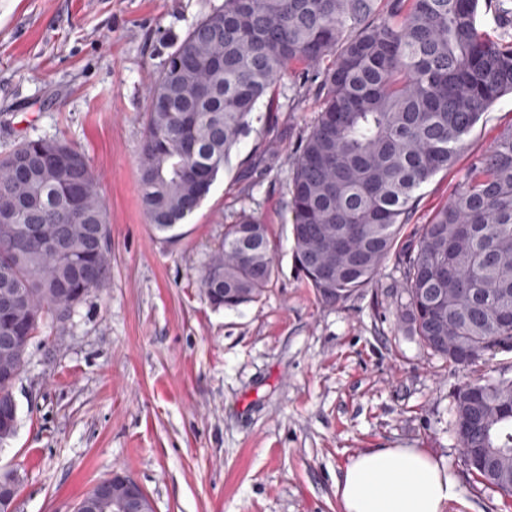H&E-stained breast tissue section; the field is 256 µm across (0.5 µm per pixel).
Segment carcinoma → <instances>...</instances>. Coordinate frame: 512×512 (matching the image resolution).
<instances>
[{
	"mask_svg": "<svg viewBox=\"0 0 512 512\" xmlns=\"http://www.w3.org/2000/svg\"><path fill=\"white\" fill-rule=\"evenodd\" d=\"M508 0H224L161 65L139 158L153 230L175 231L208 195L259 105L293 64L312 71L318 117L292 158L294 257L320 299L337 304L395 256L400 324L462 370L502 350L512 324V128L398 244L416 192L454 165L489 107L512 94ZM494 12L498 38L479 25ZM0 375L33 336L107 279L106 204L85 154L27 139L0 157ZM334 278L326 280L322 269ZM275 274L267 227L241 212L224 225L202 288L215 308L257 299ZM461 457L512 496V376L466 377L454 390Z\"/></svg>",
	"mask_w": 512,
	"mask_h": 512,
	"instance_id": "1",
	"label": "carcinoma"
}]
</instances>
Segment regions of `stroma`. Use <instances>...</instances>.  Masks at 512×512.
Returning <instances> with one entry per match:
<instances>
[{
  "label": "stroma",
  "mask_w": 512,
  "mask_h": 512,
  "mask_svg": "<svg viewBox=\"0 0 512 512\" xmlns=\"http://www.w3.org/2000/svg\"><path fill=\"white\" fill-rule=\"evenodd\" d=\"M224 0H0V156L25 139L78 146L101 178L112 261L99 290L29 346L12 389L14 512H74L118 470L156 512H340L335 481L370 448H423L458 482L459 512H512V497L466 469L449 429L466 374L493 377L512 352L465 372L397 323L403 275L388 259L345 302L322 303L293 256L289 158L320 109L300 67L273 111L231 152L172 238L143 212L139 156L148 92L171 50ZM512 126L496 101L454 166L417 193L414 237ZM249 210L270 228L275 278L256 301L213 308L201 271L224 227Z\"/></svg>",
  "instance_id": "obj_1"
}]
</instances>
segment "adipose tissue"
I'll return each mask as SVG.
<instances>
[{"instance_id": "obj_1", "label": "adipose tissue", "mask_w": 512, "mask_h": 512, "mask_svg": "<svg viewBox=\"0 0 512 512\" xmlns=\"http://www.w3.org/2000/svg\"><path fill=\"white\" fill-rule=\"evenodd\" d=\"M341 512H448L457 482L422 448H372L348 460L336 479Z\"/></svg>"}]
</instances>
